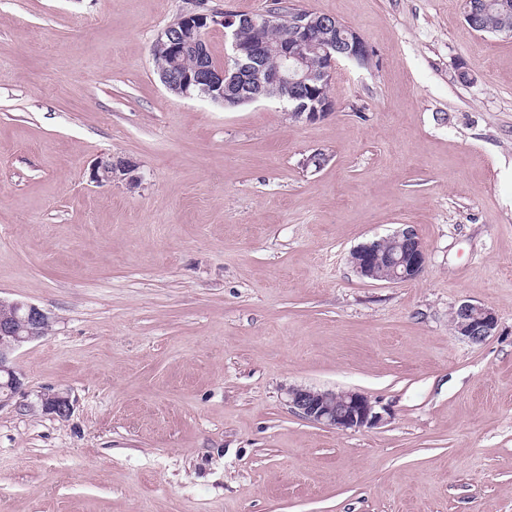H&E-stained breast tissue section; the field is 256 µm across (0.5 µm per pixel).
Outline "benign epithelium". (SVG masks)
Instances as JSON below:
<instances>
[{"instance_id": "1", "label": "benign epithelium", "mask_w": 512, "mask_h": 512, "mask_svg": "<svg viewBox=\"0 0 512 512\" xmlns=\"http://www.w3.org/2000/svg\"><path fill=\"white\" fill-rule=\"evenodd\" d=\"M512 7L499 8L500 23L484 27L485 4L465 2V17L479 32L512 37L508 14ZM224 27L231 38L230 62L220 66L206 58V31ZM277 27L281 38L272 43L267 30ZM249 38L243 39L242 32ZM315 52L320 64L307 67V53ZM192 54L197 65L191 71L175 70L174 60ZM155 69L162 84L172 94L190 97L197 93L226 107L278 99L291 105L290 116L314 122L335 110L329 93L336 66L341 61L364 65L369 48L351 25L332 15L293 6L258 15H240L193 9L180 15L176 31L165 28L152 46ZM137 166L126 158H100L91 171L97 184L123 183L133 189L139 184ZM426 251L416 231L405 227L392 235L360 245L351 253L356 273L371 281L398 284L417 278L426 265ZM455 332L473 344L484 342L498 326V318L488 306L469 302L453 312ZM51 315L23 300L0 298V408L21 393L24 375L17 366L16 352L24 345L47 335ZM41 409L58 418L70 416L73 404L67 393L45 390L39 395ZM287 403L302 418L338 433L374 428L387 421L379 403L359 391H316L292 388Z\"/></svg>"}]
</instances>
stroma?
<instances>
[{
  "mask_svg": "<svg viewBox=\"0 0 512 512\" xmlns=\"http://www.w3.org/2000/svg\"><path fill=\"white\" fill-rule=\"evenodd\" d=\"M291 2L373 51L312 123L167 93L187 0H0V297L55 318L0 409V512H512V37L463 0ZM104 155L139 186L91 181ZM406 226L420 276L362 279ZM291 387L391 418L339 434ZM426 259L423 242L410 227L362 244L351 253V263L360 277L391 284L417 278ZM452 323L459 336L479 344L495 332L498 318L488 306L464 302L454 310ZM41 409L58 418H68L73 404L67 393L58 390H45L39 396Z\"/></svg>",
  "mask_w": 512,
  "mask_h": 512,
  "instance_id": "35a3bbf8",
  "label": "stroma"
}]
</instances>
